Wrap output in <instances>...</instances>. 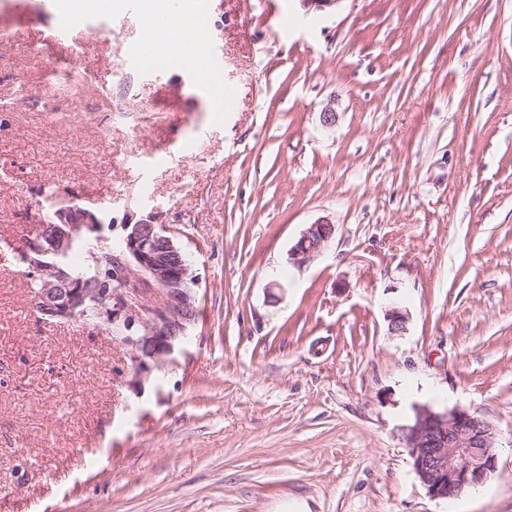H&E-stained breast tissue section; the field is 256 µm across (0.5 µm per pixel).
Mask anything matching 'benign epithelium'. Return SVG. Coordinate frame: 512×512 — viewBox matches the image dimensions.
<instances>
[{
	"label": "benign epithelium",
	"instance_id": "7a95c632",
	"mask_svg": "<svg viewBox=\"0 0 512 512\" xmlns=\"http://www.w3.org/2000/svg\"><path fill=\"white\" fill-rule=\"evenodd\" d=\"M334 230L326 219L308 225L290 249L292 263L312 261ZM97 234V217L78 207L57 210L34 226L22 249L27 272L38 282L32 305L39 321L56 323L84 320L88 303L95 302L94 322L111 326L113 343L125 350L132 379L140 382L165 367L196 321L195 276L166 226L151 219L123 225L125 249L112 255L110 276L103 281L73 278L52 261L74 240ZM386 317L391 333L406 330L400 308L389 309ZM404 441L419 480L434 499L455 498L478 487L497 468L495 429L459 407L418 408L414 424L404 429Z\"/></svg>",
	"mask_w": 512,
	"mask_h": 512
}]
</instances>
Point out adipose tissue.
<instances>
[{
  "label": "adipose tissue",
  "instance_id": "ef3b65f1",
  "mask_svg": "<svg viewBox=\"0 0 512 512\" xmlns=\"http://www.w3.org/2000/svg\"><path fill=\"white\" fill-rule=\"evenodd\" d=\"M139 10L145 19L142 42L147 65L175 54L205 66L206 34L191 7L177 6L174 0H141Z\"/></svg>",
  "mask_w": 512,
  "mask_h": 512
}]
</instances>
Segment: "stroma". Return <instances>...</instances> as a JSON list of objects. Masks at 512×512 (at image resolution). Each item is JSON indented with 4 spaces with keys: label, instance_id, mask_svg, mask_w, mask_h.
I'll list each match as a JSON object with an SVG mask.
<instances>
[{
    "label": "stroma",
    "instance_id": "obj_1",
    "mask_svg": "<svg viewBox=\"0 0 512 512\" xmlns=\"http://www.w3.org/2000/svg\"><path fill=\"white\" fill-rule=\"evenodd\" d=\"M53 2L0 7V246L62 200L153 217L199 316L137 386L105 326L40 322L0 267V512H512V0H196L220 112L179 58L144 65L137 0L69 42ZM420 406L493 425L484 485L427 494ZM334 230V224L327 219L309 224L290 249L292 263L301 266L312 261L329 242Z\"/></svg>",
    "mask_w": 512,
    "mask_h": 512
}]
</instances>
